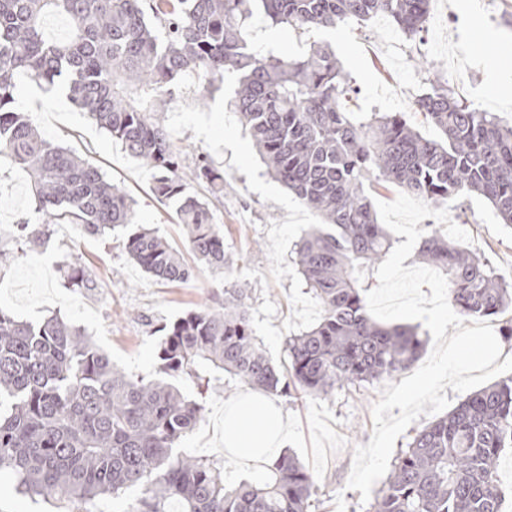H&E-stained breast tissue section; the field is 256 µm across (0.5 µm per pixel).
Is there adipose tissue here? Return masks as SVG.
<instances>
[{
	"label": "adipose tissue",
	"mask_w": 512,
	"mask_h": 512,
	"mask_svg": "<svg viewBox=\"0 0 512 512\" xmlns=\"http://www.w3.org/2000/svg\"><path fill=\"white\" fill-rule=\"evenodd\" d=\"M287 440L288 419L267 396L248 391L225 406L223 442L235 459L274 456Z\"/></svg>",
	"instance_id": "obj_1"
}]
</instances>
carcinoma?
I'll list each match as a JSON object with an SVG mask.
<instances>
[{
  "mask_svg": "<svg viewBox=\"0 0 512 512\" xmlns=\"http://www.w3.org/2000/svg\"><path fill=\"white\" fill-rule=\"evenodd\" d=\"M275 26L305 33L384 14L407 35L424 29L430 0H0V158L27 172L41 226L0 232L21 252L41 246L45 227L69 224L106 236L135 223L134 200L95 164L42 137L20 110V82L60 86L89 120L154 172L152 193L172 201L188 261L156 231L126 234L122 250L157 281L179 284L196 264L224 275V233L208 202L189 190L180 151L161 112L190 72L237 76L232 106L268 173L322 219L294 251L293 265L322 306L318 322L287 339L276 367L253 330L244 289L224 287L217 308L186 311L161 327L157 354L166 374L203 377L209 365L272 395L328 397L337 389L390 380L418 358L423 341L385 328L365 292L393 247L371 192L396 184L441 205L475 194L512 224V126L429 80L418 109L439 135L423 136L400 112L355 121L345 102L353 80L330 45L298 58L261 56L244 37L251 6ZM70 21L64 41L46 38L43 17ZM192 181L224 192V175L202 162ZM421 256L448 278V299L464 316L512 310V283L481 255L433 231ZM67 284L95 287L65 263ZM159 378L133 377L84 332L57 316L39 324L0 308V470L23 495L96 512V500L138 492L131 512H309L314 474L288 452L255 479L232 480L220 462L179 450L204 417ZM512 449V376L485 386L415 433L396 456L369 512H503L497 462Z\"/></svg>",
  "mask_w": 512,
  "mask_h": 512,
  "instance_id": "carcinoma-1",
  "label": "carcinoma"
}]
</instances>
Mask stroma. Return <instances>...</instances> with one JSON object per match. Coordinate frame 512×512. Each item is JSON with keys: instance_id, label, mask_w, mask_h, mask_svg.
Here are the masks:
<instances>
[{"instance_id": "1", "label": "stroma", "mask_w": 512, "mask_h": 512, "mask_svg": "<svg viewBox=\"0 0 512 512\" xmlns=\"http://www.w3.org/2000/svg\"><path fill=\"white\" fill-rule=\"evenodd\" d=\"M456 2L432 0L425 29L415 37L378 16L301 35L272 25L257 6L245 23V37L252 50L263 56L296 57L309 41L329 42L356 81L358 91L347 107L358 117L400 112L424 136L436 137V129L415 107L425 88L422 65L427 62L474 107L512 122V101H502L493 91L508 70L494 71L488 65L489 56L496 52L512 59V0H467L465 11L456 9ZM477 23L495 31L496 45L474 35ZM236 88L232 74L214 82L188 76L163 114L181 150L184 172H191L203 159L224 175V192L219 197H212L206 185L194 187L201 197L212 198L211 209L224 233L227 264L223 275L200 266L188 282L163 284L118 247L124 229L101 238L66 224H53L37 251L15 250L0 262V307L32 323L58 315L85 329L119 368L149 379L160 375V326L187 310L219 306L225 285L234 284L246 288L255 334L272 362L282 365L287 359V337L309 329L320 315L318 302L306 293L291 263L296 244L318 218L268 176L248 130L231 106ZM62 99L61 91H46L28 81L20 106L46 139L75 150L121 183L135 201L137 223L180 246L182 228L175 210L152 195L150 171L82 111L59 110ZM449 213L469 233L470 248L512 282V224L501 223L491 206L476 195L450 201ZM35 219L26 174L7 165L0 167V229ZM69 260L88 270L96 288L64 286L61 266ZM207 377L209 384L203 390L188 375L169 378L189 398H203L206 407L200 427L182 441L181 448L190 455L223 462L228 474L255 477L259 464L226 460L221 441L224 404L240 389L225 384L222 372L211 371ZM380 391L376 383L339 389L327 398L275 397V404L288 416L286 449L316 476L311 512H368L369 503L346 484L355 447L371 440V408Z\"/></svg>"}]
</instances>
